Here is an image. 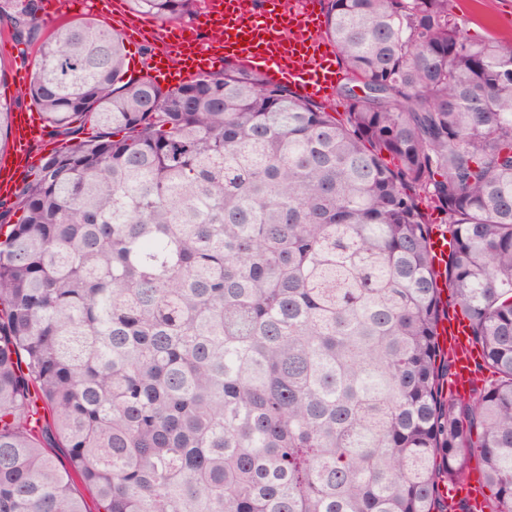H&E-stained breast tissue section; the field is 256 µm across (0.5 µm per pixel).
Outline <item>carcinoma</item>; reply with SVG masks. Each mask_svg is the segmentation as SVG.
Returning <instances> with one entry per match:
<instances>
[{"label":"carcinoma","mask_w":512,"mask_h":512,"mask_svg":"<svg viewBox=\"0 0 512 512\" xmlns=\"http://www.w3.org/2000/svg\"><path fill=\"white\" fill-rule=\"evenodd\" d=\"M42 9L0 0L58 142L0 199V512H86L74 475L102 512H470L442 489L475 473L512 512V45L454 0H325L339 120L233 62L129 77L117 31ZM467 320L460 314L449 316L442 323L438 333L443 345L456 353L453 374L445 385V392L466 393L470 388V374L474 361L479 357L477 349L472 347L467 329Z\"/></svg>","instance_id":"1"}]
</instances>
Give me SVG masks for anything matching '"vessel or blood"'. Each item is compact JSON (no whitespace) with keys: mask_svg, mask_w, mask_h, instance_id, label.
<instances>
[{"mask_svg":"<svg viewBox=\"0 0 512 512\" xmlns=\"http://www.w3.org/2000/svg\"><path fill=\"white\" fill-rule=\"evenodd\" d=\"M319 27L314 0H294L289 13L283 11L280 0H266L265 8L253 16L241 13L239 0H224L223 42H196L176 68L168 65L166 57H159L153 72L162 82L177 84L186 76L206 71L229 58L264 72L273 82L288 84L305 99H321L333 90L338 71L332 49L323 47L316 36ZM47 135L45 123L16 114L10 151L0 158L1 196H8L32 167L31 149ZM438 333L444 346L456 354L448 380L449 391L468 392L472 366L479 352L469 341L466 319L459 314L449 316Z\"/></svg>","mask_w":512,"mask_h":512,"instance_id":"obj_1","label":"vessel or blood"}]
</instances>
